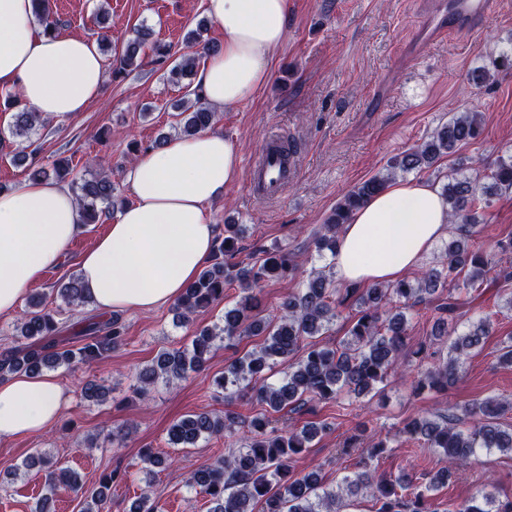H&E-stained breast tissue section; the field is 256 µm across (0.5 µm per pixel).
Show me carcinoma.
<instances>
[{
    "instance_id": "obj_1",
    "label": "carcinoma",
    "mask_w": 512,
    "mask_h": 512,
    "mask_svg": "<svg viewBox=\"0 0 512 512\" xmlns=\"http://www.w3.org/2000/svg\"><path fill=\"white\" fill-rule=\"evenodd\" d=\"M34 2L37 21L45 30L57 31L61 21L53 11L52 0ZM205 31L207 27L200 25L186 33L187 53L170 69V82L179 84L184 77L194 76L198 58L216 51L204 38ZM151 36L144 25L134 29L116 58L115 74L139 68L148 46L160 62L175 55L173 47L150 42ZM193 95L176 104V127L182 137L210 128L216 116L198 91ZM39 120L36 113L25 108L14 114L10 134L28 140ZM479 133V113L454 115L428 140L391 160L385 173L348 191L313 238L317 256L336 252L344 224L395 177L431 168ZM30 169L33 180L52 177L69 181L84 224H97L118 207L112 181L100 173L77 178L67 162L51 172L33 162ZM488 178L490 182L483 183L466 176H450L443 186L453 227L443 242L441 264L411 279L363 289H340L333 267L313 266L300 287L282 302L280 316L271 320L252 315L259 305L255 290L270 281L294 276L300 264L279 248L258 250L256 260L246 265L232 262L239 252L243 229L240 224H224V235L216 239L212 257L175 303L176 315L180 323L189 324L197 311L223 300L224 292L233 286L240 290L239 299L224 308L222 323L196 330L189 346L161 351L140 371L134 389L135 394L145 396L160 379L169 383L205 370L219 344L232 348L245 336H265L259 349L244 353L226 367L224 375L214 379L224 400L250 391L265 406L264 412L247 422L227 411L222 415L195 412L174 422L167 432L168 443L174 448L194 447L201 440L224 436L225 455L220 465L203 464L190 477L192 486L208 499V512H346L354 505V498L364 492L376 501L375 512H430L429 492L439 478L414 485L376 474L368 467V460L382 453L385 444L381 441L372 444L367 455L360 456L359 470L344 476L335 488L323 483L316 469L297 476L292 470L295 458L307 451L328 425L311 422L295 428L284 422L278 426L273 415L284 410L309 411L310 404L335 401L343 393L365 396L384 383L391 372L410 365V359L428 357L423 343L408 349L407 311L435 293L438 304L434 307L430 344H448V357L424 373L417 389L456 386L470 351L491 329V320L486 317L459 330L467 315L462 292L496 287L507 296L506 309L512 313V291L506 289L512 282V236L497 241L488 251H474L469 245L477 224L473 208L478 198L512 192V154L500 157ZM57 295L71 308L89 303L77 274L57 288ZM349 299L358 311L347 338L334 348L321 344L318 337L329 330L338 308ZM62 332L61 323L43 299L29 296L24 316L14 325V346L0 354V379L16 373L39 374L73 362L102 361L126 340L119 314L78 321L68 339L61 336ZM275 370L282 373L281 380L276 384L266 382V374ZM81 393L86 400L99 403L106 399L108 389L97 377L89 376L82 382ZM508 406L509 402L498 397L477 400L460 414L450 409L413 418L402 433L445 456L447 472L451 473L471 464L482 450L512 453V428L499 423ZM44 468L48 495L35 503L33 512H46L47 502L61 489L75 495L83 492L82 481L74 471L56 467L48 459ZM125 478V472H111L99 489L84 498V512H112L109 490ZM455 512H512V499L501 501L484 486L459 503Z\"/></svg>"
}]
</instances>
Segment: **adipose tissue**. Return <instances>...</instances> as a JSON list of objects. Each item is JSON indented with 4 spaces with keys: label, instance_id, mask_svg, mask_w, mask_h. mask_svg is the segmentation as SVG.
Here are the masks:
<instances>
[{
    "label": "adipose tissue",
    "instance_id": "1",
    "mask_svg": "<svg viewBox=\"0 0 512 512\" xmlns=\"http://www.w3.org/2000/svg\"><path fill=\"white\" fill-rule=\"evenodd\" d=\"M206 11L224 41L196 81L208 104L228 109L268 81L287 34L288 0H206ZM104 80L95 40L47 34L33 0H0V94L18 93L40 117H62L86 111ZM239 174L236 143L216 131L139 153L125 172L132 201L81 258L84 292L94 306L112 314L175 302L213 251L216 226L205 207ZM81 224L76 197L63 183L26 181L0 193V315L18 310ZM448 227V204L431 183L396 181L344 226L332 259L336 278L357 285L399 281L437 248ZM68 401L50 374L0 380V440L50 430Z\"/></svg>",
    "mask_w": 512,
    "mask_h": 512
}]
</instances>
